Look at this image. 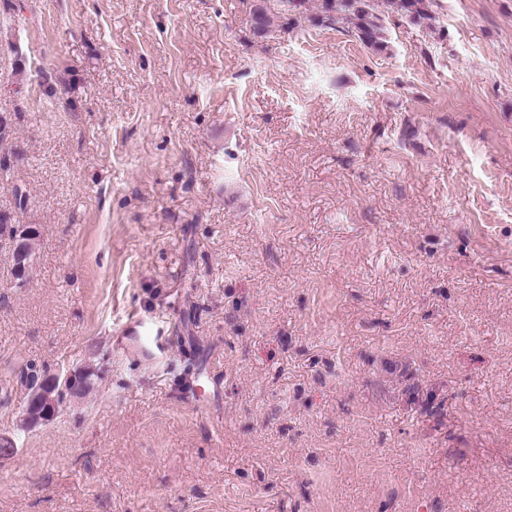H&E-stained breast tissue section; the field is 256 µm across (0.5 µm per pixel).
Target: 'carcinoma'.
<instances>
[{
    "mask_svg": "<svg viewBox=\"0 0 512 512\" xmlns=\"http://www.w3.org/2000/svg\"><path fill=\"white\" fill-rule=\"evenodd\" d=\"M280 14L287 21H296L305 7L306 0H278ZM313 17L314 24L342 30L366 47L382 53L388 49L384 20L391 14L408 18L413 23H424L434 19L433 7L436 0H317ZM253 34L264 36L271 25L264 0H253L250 5ZM47 372L34 362L26 365L16 380L17 385L28 390L33 383Z\"/></svg>",
    "mask_w": 512,
    "mask_h": 512,
    "instance_id": "cac0c4a2",
    "label": "carcinoma"
}]
</instances>
